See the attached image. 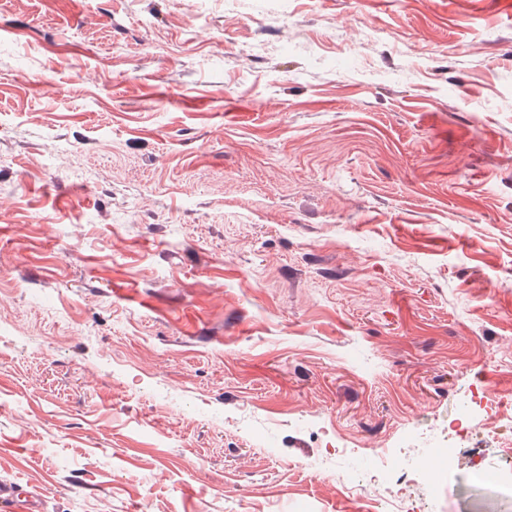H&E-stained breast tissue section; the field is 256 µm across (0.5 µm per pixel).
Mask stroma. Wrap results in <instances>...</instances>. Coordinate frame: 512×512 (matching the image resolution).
<instances>
[{
	"label": "stroma",
	"mask_w": 512,
	"mask_h": 512,
	"mask_svg": "<svg viewBox=\"0 0 512 512\" xmlns=\"http://www.w3.org/2000/svg\"><path fill=\"white\" fill-rule=\"evenodd\" d=\"M0 199L41 512H512L491 436L423 466L512 395L501 0L0 6Z\"/></svg>",
	"instance_id": "stroma-1"
}]
</instances>
